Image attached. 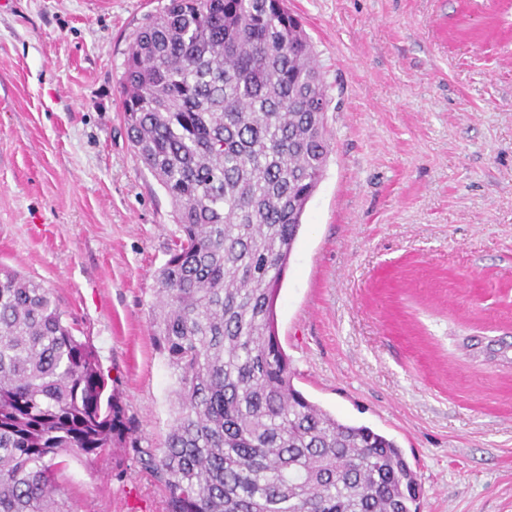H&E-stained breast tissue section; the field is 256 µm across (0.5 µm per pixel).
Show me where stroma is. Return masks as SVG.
I'll return each mask as SVG.
<instances>
[{
    "instance_id": "1",
    "label": "stroma",
    "mask_w": 512,
    "mask_h": 512,
    "mask_svg": "<svg viewBox=\"0 0 512 512\" xmlns=\"http://www.w3.org/2000/svg\"><path fill=\"white\" fill-rule=\"evenodd\" d=\"M168 0L0 5V263L49 288L98 352L142 446L176 375L157 272L178 234L136 158L120 80ZM312 38L331 152L276 303L291 382L393 438L418 512H512V0H287ZM71 512H165L125 448L73 454ZM472 355L475 359L482 358L483 360H497L500 363H512V343H508L503 338L493 343L482 345L481 343L470 344Z\"/></svg>"
}]
</instances>
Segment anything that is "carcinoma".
Instances as JSON below:
<instances>
[{
    "label": "carcinoma",
    "mask_w": 512,
    "mask_h": 512,
    "mask_svg": "<svg viewBox=\"0 0 512 512\" xmlns=\"http://www.w3.org/2000/svg\"><path fill=\"white\" fill-rule=\"evenodd\" d=\"M135 155L179 236L153 339L176 371L161 448L132 436L93 347L41 283L0 264V512H70L66 456L123 444L166 512H414L396 442L291 383L276 300L329 154L314 46L285 0H169L121 78ZM474 358L512 363L504 339Z\"/></svg>",
    "instance_id": "carcinoma-1"
}]
</instances>
